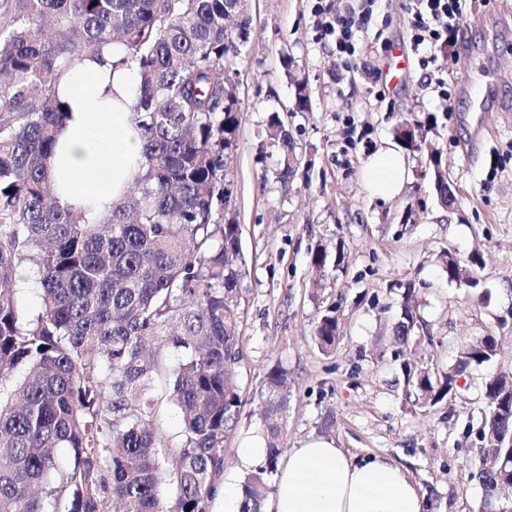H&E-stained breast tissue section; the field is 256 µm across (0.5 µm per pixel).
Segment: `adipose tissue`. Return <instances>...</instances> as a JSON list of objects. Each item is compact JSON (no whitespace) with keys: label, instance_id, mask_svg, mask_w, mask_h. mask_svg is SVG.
<instances>
[{"label":"adipose tissue","instance_id":"adipose-tissue-1","mask_svg":"<svg viewBox=\"0 0 512 512\" xmlns=\"http://www.w3.org/2000/svg\"><path fill=\"white\" fill-rule=\"evenodd\" d=\"M120 48L81 57L58 83L67 119L47 166L61 204L105 214L126 194L141 161L142 136L130 105L133 64ZM407 162L385 145L367 157L362 178L370 196L391 198L407 182ZM271 512H422L419 491L400 467L377 457L355 459L317 439L296 449L278 473Z\"/></svg>","mask_w":512,"mask_h":512}]
</instances>
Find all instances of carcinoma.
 <instances>
[{"instance_id":"carcinoma-1","label":"carcinoma","mask_w":512,"mask_h":512,"mask_svg":"<svg viewBox=\"0 0 512 512\" xmlns=\"http://www.w3.org/2000/svg\"><path fill=\"white\" fill-rule=\"evenodd\" d=\"M241 0H0V512H210L224 471V435L242 399L239 299L247 276L241 225L224 219L225 183L241 116L224 76L249 41V21L229 30ZM135 64L131 106L142 161L125 197L91 223L57 200L46 161L66 120L56 88L75 57L106 45ZM264 141L285 182L295 141L278 113ZM344 243L310 251L315 277L341 268ZM448 281L461 260L446 251ZM32 270L41 310L26 313L17 276ZM392 322L394 360L407 397L435 404L457 375L498 356L492 336L461 345L443 382L405 357L423 331L416 284H402ZM338 309L319 316L315 340L331 353ZM165 341L169 365L146 353ZM483 382L486 406L474 477L485 498L512 475V392ZM162 383L181 413L174 452L154 421ZM290 384L277 367L265 381L263 464L241 485L239 512H264L286 441ZM69 449L60 465L57 452ZM169 490L172 500L165 498Z\"/></svg>"}]
</instances>
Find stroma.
Wrapping results in <instances>:
<instances>
[{
    "mask_svg": "<svg viewBox=\"0 0 512 512\" xmlns=\"http://www.w3.org/2000/svg\"><path fill=\"white\" fill-rule=\"evenodd\" d=\"M312 0H249L250 40L233 92L242 123L233 157L237 220L248 275L241 297L235 367L242 406L224 438L222 483L241 484L249 470L237 450L261 433V392L268 372L287 370L291 397L284 455L311 440L333 441L346 454L382 456L404 468L425 499V512H481L485 492L471 476L488 375L512 373V0H484L499 32L463 26L458 43L438 47L440 73L452 94L444 111L418 63L408 19L398 0H382L388 48L370 60L385 100L368 92L362 73L344 68L313 40ZM475 55L472 76L497 81L500 111L468 149L475 118L461 87L470 74L457 63L458 47ZM401 49L403 58L393 55ZM307 111L295 108L298 90ZM279 112L296 143L298 164L288 182L277 180L278 155L263 143L266 117ZM406 120L421 127L422 148L407 151L409 181L393 199H373L362 164L394 140ZM442 156L456 199L442 206L433 188L428 150ZM345 245L344 267L315 282L309 249ZM479 254L480 282H449L440 256ZM415 280L419 314L429 340L407 356L447 373L459 344L496 336L500 354L472 366L441 402L414 404L392 353L391 321L400 282ZM338 306L343 335L331 354L314 340L320 312ZM333 420L325 428V420Z\"/></svg>",
    "mask_w": 512,
    "mask_h": 512,
    "instance_id": "35a3bbf8",
    "label": "stroma"
}]
</instances>
